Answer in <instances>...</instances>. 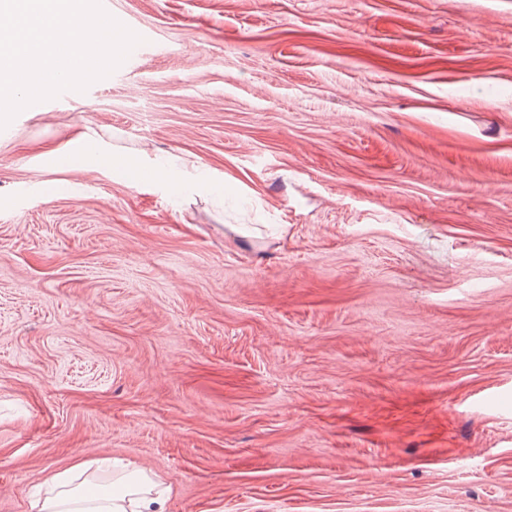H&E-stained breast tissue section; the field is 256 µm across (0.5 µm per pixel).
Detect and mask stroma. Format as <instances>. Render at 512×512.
Here are the masks:
<instances>
[{"label":"stroma","instance_id":"35a3bbf8","mask_svg":"<svg viewBox=\"0 0 512 512\" xmlns=\"http://www.w3.org/2000/svg\"><path fill=\"white\" fill-rule=\"evenodd\" d=\"M110 7L0 130V512H512V0ZM104 464L108 468L114 467L109 459L80 461L69 470L55 473L45 495L35 499L31 509L34 512H166V494L170 488L157 490L158 484L137 469L124 473L110 486L99 485L87 478L73 485L89 470L99 469Z\"/></svg>","mask_w":512,"mask_h":512}]
</instances>
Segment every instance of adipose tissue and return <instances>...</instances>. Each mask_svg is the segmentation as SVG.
I'll list each match as a JSON object with an SVG mask.
<instances>
[{
	"label": "adipose tissue",
	"mask_w": 512,
	"mask_h": 512,
	"mask_svg": "<svg viewBox=\"0 0 512 512\" xmlns=\"http://www.w3.org/2000/svg\"><path fill=\"white\" fill-rule=\"evenodd\" d=\"M92 465L77 462L55 473L43 497L35 499L33 512H166L167 495L139 470L103 486L88 480Z\"/></svg>",
	"instance_id": "1"
}]
</instances>
